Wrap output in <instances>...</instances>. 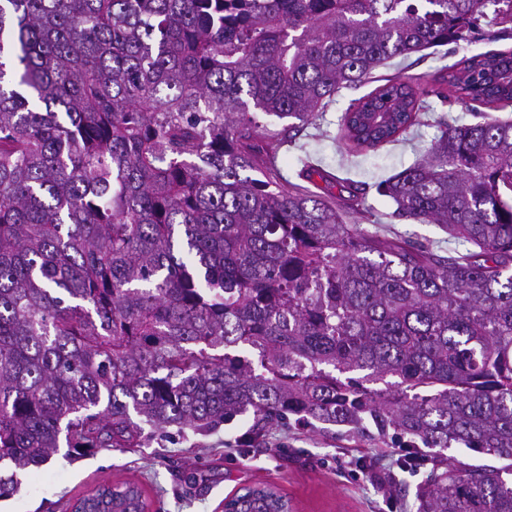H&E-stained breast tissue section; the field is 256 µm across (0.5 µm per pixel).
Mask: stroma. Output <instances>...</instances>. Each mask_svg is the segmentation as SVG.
<instances>
[{"label": "stroma", "mask_w": 512, "mask_h": 512, "mask_svg": "<svg viewBox=\"0 0 512 512\" xmlns=\"http://www.w3.org/2000/svg\"><path fill=\"white\" fill-rule=\"evenodd\" d=\"M501 50H512V32L486 16L467 40L388 61L375 77L404 81L417 76L430 89L419 124L397 142L353 152L340 136V118L374 85L342 89L311 124L287 132L278 156L282 175L315 194L334 196L353 211L357 223L378 227L387 237L423 243L439 255L470 250V243L438 225L394 217L395 205L378 185L426 157L441 134L439 118L474 123L475 103L440 96L438 79L462 58ZM253 424L252 414L246 413L208 433L173 431L139 448L102 449L80 457L57 453L42 467L21 474L19 492L0 498V512H70L77 497L108 479L138 481L151 512H222L225 497L246 485L276 488L293 512H416L420 478L399 468L403 451L395 435L372 442L349 437L340 427L326 430L292 417L256 443L244 444Z\"/></svg>", "instance_id": "stroma-1"}]
</instances>
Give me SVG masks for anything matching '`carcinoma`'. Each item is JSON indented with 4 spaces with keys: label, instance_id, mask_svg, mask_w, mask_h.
I'll list each match as a JSON object with an SVG mask.
<instances>
[{
    "label": "carcinoma",
    "instance_id": "1",
    "mask_svg": "<svg viewBox=\"0 0 512 512\" xmlns=\"http://www.w3.org/2000/svg\"><path fill=\"white\" fill-rule=\"evenodd\" d=\"M490 6L512 22V0H0V497L61 448L250 412L258 435L290 415L394 431L425 470L416 512H512V122L446 123L379 185L393 216L477 247L442 256L288 182L254 117L304 126ZM440 82L511 104L512 51ZM424 94L386 80L342 138L397 141ZM454 445L501 465L458 467ZM82 500L148 510L129 482ZM234 502L287 509L268 488Z\"/></svg>",
    "mask_w": 512,
    "mask_h": 512
}]
</instances>
